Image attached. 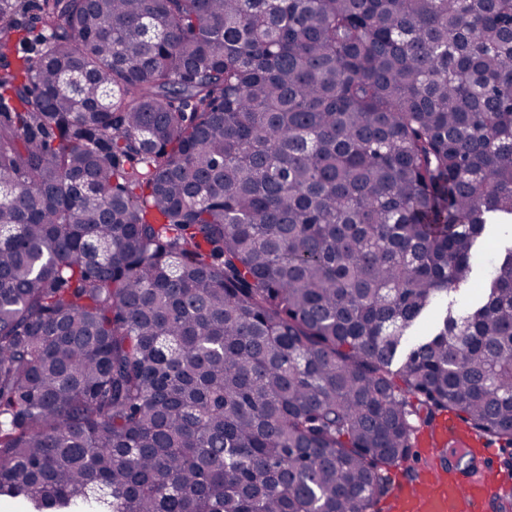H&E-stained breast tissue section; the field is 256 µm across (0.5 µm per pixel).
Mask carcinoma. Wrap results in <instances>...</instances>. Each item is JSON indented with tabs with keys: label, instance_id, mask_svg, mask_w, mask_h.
<instances>
[{
	"label": "carcinoma",
	"instance_id": "obj_1",
	"mask_svg": "<svg viewBox=\"0 0 512 512\" xmlns=\"http://www.w3.org/2000/svg\"><path fill=\"white\" fill-rule=\"evenodd\" d=\"M0 0V506L372 512L512 446V0Z\"/></svg>",
	"mask_w": 512,
	"mask_h": 512
}]
</instances>
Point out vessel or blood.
Wrapping results in <instances>:
<instances>
[{
  "mask_svg": "<svg viewBox=\"0 0 512 512\" xmlns=\"http://www.w3.org/2000/svg\"><path fill=\"white\" fill-rule=\"evenodd\" d=\"M459 442L474 460L472 472L463 474L454 464H442L435 447ZM494 449L470 430L461 429L452 417L440 419L425 436L419 460L411 474L398 475L391 512H483L502 487L496 479Z\"/></svg>",
  "mask_w": 512,
  "mask_h": 512,
  "instance_id": "obj_1",
  "label": "vessel or blood"
}]
</instances>
